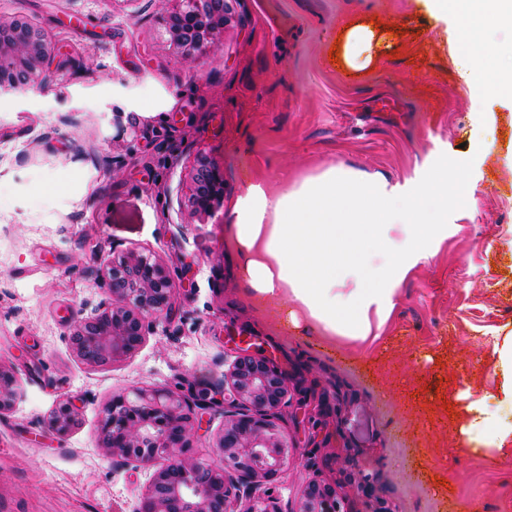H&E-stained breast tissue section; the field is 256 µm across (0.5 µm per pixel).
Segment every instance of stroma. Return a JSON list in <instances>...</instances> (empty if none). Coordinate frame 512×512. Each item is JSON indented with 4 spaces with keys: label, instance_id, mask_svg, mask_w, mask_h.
Instances as JSON below:
<instances>
[{
    "label": "stroma",
    "instance_id": "obj_1",
    "mask_svg": "<svg viewBox=\"0 0 512 512\" xmlns=\"http://www.w3.org/2000/svg\"><path fill=\"white\" fill-rule=\"evenodd\" d=\"M163 0H0L60 48L52 82L0 95V369L18 382L0 414V512H136L150 469L104 456L114 395L165 387L215 403L193 421L190 456L219 462L218 401L236 352L263 355L290 381L276 417L291 447L263 489L295 512L318 478L341 512L364 499L347 463L394 512H512V453H473L444 409L452 389L497 387L486 342L512 328V103L464 78L461 27L417 0H224L220 47L197 62L170 45ZM390 29L370 70L334 61L343 24ZM224 170V197L191 210L198 158ZM343 165L402 189L447 168L471 187L448 208V236L402 283L381 346H331L275 329L224 247L231 200ZM156 259L176 285L142 346L102 365L68 342L113 303V259ZM332 411L295 407L307 395ZM73 401L67 436L45 420Z\"/></svg>",
    "mask_w": 512,
    "mask_h": 512
}]
</instances>
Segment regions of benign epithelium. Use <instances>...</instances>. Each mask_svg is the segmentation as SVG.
<instances>
[{
	"label": "benign epithelium",
	"mask_w": 512,
	"mask_h": 512,
	"mask_svg": "<svg viewBox=\"0 0 512 512\" xmlns=\"http://www.w3.org/2000/svg\"><path fill=\"white\" fill-rule=\"evenodd\" d=\"M163 21L169 43L181 57L196 62L220 47L224 32V0H175ZM58 48L22 15H0V94L51 81L49 65ZM190 204L197 214L214 210L224 196L223 171L204 160L192 175ZM118 303L91 320L78 321L68 336L77 354L90 364L117 362L135 352L149 333V317L172 310L176 288L166 267L130 251L107 271ZM286 378L262 356L236 357L224 370V428L217 448L220 462L184 456L189 448L191 414L203 405L165 389H136L133 396L112 397L100 424L105 455L144 468L160 457L138 512H235L231 503H245L241 512H267L257 495L273 479L288 456V442L274 418L286 404ZM16 378L0 369V414L11 407ZM78 424L69 400L59 402L47 419L49 429L68 434ZM239 474L234 481L229 470ZM356 488L365 512H392L376 497L369 480L357 475ZM336 490L312 480L303 490L297 512H329Z\"/></svg>",
	"instance_id": "benign-epithelium-1"
}]
</instances>
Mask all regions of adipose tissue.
<instances>
[{
    "mask_svg": "<svg viewBox=\"0 0 512 512\" xmlns=\"http://www.w3.org/2000/svg\"><path fill=\"white\" fill-rule=\"evenodd\" d=\"M432 18L466 14L478 21L469 82L485 97H512V52L484 32L512 28V0H418ZM342 59L372 68L386 43L383 27L355 22L343 29ZM463 178L432 172L403 191L382 176L334 166L268 189L251 184L230 206L224 237L251 294L274 305L277 322L328 341L371 345L384 336L409 273L434 255L448 232V206L467 194ZM490 363L500 383L475 398L450 392L452 421L474 450L512 451V330L492 337Z\"/></svg>",
    "mask_w": 512,
    "mask_h": 512,
    "instance_id": "adipose-tissue-1",
    "label": "adipose tissue"
}]
</instances>
